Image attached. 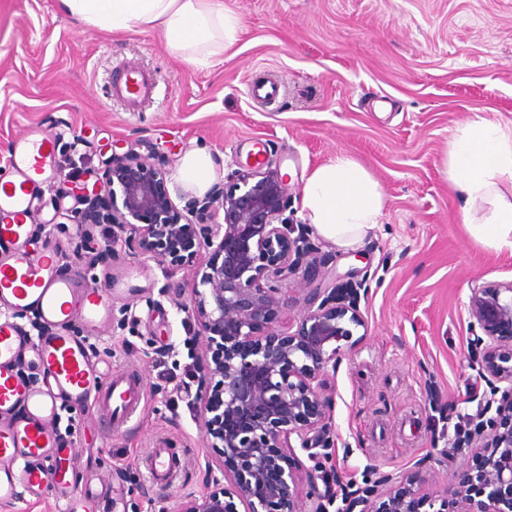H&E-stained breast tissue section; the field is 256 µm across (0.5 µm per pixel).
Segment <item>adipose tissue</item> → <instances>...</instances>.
Instances as JSON below:
<instances>
[{
    "instance_id": "adipose-tissue-1",
    "label": "adipose tissue",
    "mask_w": 512,
    "mask_h": 512,
    "mask_svg": "<svg viewBox=\"0 0 512 512\" xmlns=\"http://www.w3.org/2000/svg\"><path fill=\"white\" fill-rule=\"evenodd\" d=\"M84 25L112 33L149 30L195 68L211 66L238 39L241 21L224 0H60ZM443 173L464 200L462 223L484 249L512 253V125L483 117L459 128ZM302 208L316 231L340 247L363 240L378 224L384 197L356 159L339 155L310 172Z\"/></svg>"
}]
</instances>
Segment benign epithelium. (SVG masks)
<instances>
[{
    "instance_id": "obj_1",
    "label": "benign epithelium",
    "mask_w": 512,
    "mask_h": 512,
    "mask_svg": "<svg viewBox=\"0 0 512 512\" xmlns=\"http://www.w3.org/2000/svg\"><path fill=\"white\" fill-rule=\"evenodd\" d=\"M97 184L78 188L82 208L71 221L112 225V247L133 243L172 271L211 251L190 303L177 308L204 340L195 355L197 404L223 478L210 475L208 490L184 495L176 512H512V280L472 289L468 306L482 331L475 365L490 388L483 406L495 411L472 420L470 447L498 456L471 485L422 489L383 474L356 489L336 474L327 391L330 370L364 321L357 298L338 303L336 288L318 285L296 332L279 330L281 282L316 264L291 237L286 177L265 158L180 209L165 169L126 152L105 162ZM293 435L313 462L302 498L288 452Z\"/></svg>"
}]
</instances>
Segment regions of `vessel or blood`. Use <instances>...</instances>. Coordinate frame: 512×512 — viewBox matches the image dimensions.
Masks as SVG:
<instances>
[{
  "label": "vessel or blood",
  "mask_w": 512,
  "mask_h": 512,
  "mask_svg": "<svg viewBox=\"0 0 512 512\" xmlns=\"http://www.w3.org/2000/svg\"><path fill=\"white\" fill-rule=\"evenodd\" d=\"M156 88L150 73L130 67L113 84L112 94L134 111L153 99ZM54 149L49 134L31 128L0 170V502L39 495L51 484L64 512H94L102 499L116 512L111 482L89 475L75 496L62 471L67 449L56 424L63 406L94 405L109 432L136 416L141 385L134 374H113L89 351V335L109 321L114 288L89 287L61 273L51 253L37 256L27 246L40 190L53 175ZM17 312L35 315L41 333L30 335L16 323ZM76 320L83 326L79 335L70 329ZM23 362L39 370L38 383L20 376ZM178 469L170 449H153L155 482L171 483Z\"/></svg>",
  "instance_id": "obj_1"
}]
</instances>
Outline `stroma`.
I'll list each match as a JSON object with an SVG mask.
<instances>
[{
	"label": "stroma",
	"instance_id": "1",
	"mask_svg": "<svg viewBox=\"0 0 512 512\" xmlns=\"http://www.w3.org/2000/svg\"><path fill=\"white\" fill-rule=\"evenodd\" d=\"M224 2L242 33L200 69L153 32L113 35L72 22L59 0H0V167L29 127L54 137L55 177L31 221L32 247L53 250L61 270L85 284L110 277L126 289L90 347L113 370H136L143 385L137 418L107 436L94 407L62 409L75 479H109L125 512H175L184 492H206L217 457L185 389L193 331L176 303L191 296L194 266L172 272L131 251L85 252L110 230L72 223V187L94 184L111 154L133 151L162 160L182 206L198 194L178 176L188 155L211 156L215 186L246 168L258 144L287 176L294 223L307 221L305 178L341 154L364 164L384 194L381 220L360 244L342 248L309 233L327 282L358 285L366 323L330 376L343 481L466 479L480 458L467 445L449 447L448 436L456 415L474 413L488 390L472 368L469 298L512 280V254L469 236L443 159L475 116L512 121V0ZM127 66L158 82L153 102L136 112L112 95ZM259 76L279 83L275 101L249 97ZM160 440L181 462L165 487L147 467Z\"/></svg>",
	"mask_w": 512,
	"mask_h": 512
}]
</instances>
